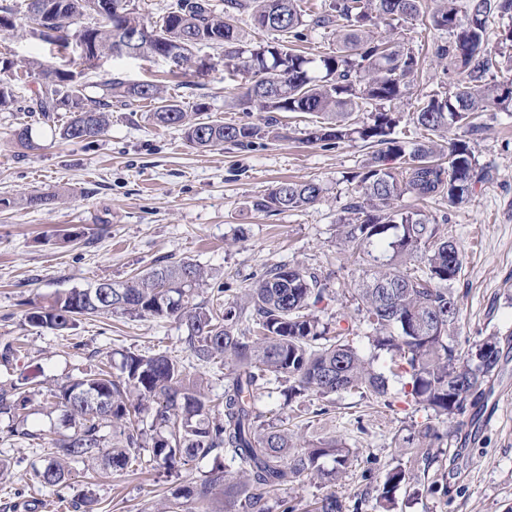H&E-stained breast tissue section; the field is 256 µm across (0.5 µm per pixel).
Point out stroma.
<instances>
[{
	"label": "stroma",
	"mask_w": 512,
	"mask_h": 512,
	"mask_svg": "<svg viewBox=\"0 0 512 512\" xmlns=\"http://www.w3.org/2000/svg\"><path fill=\"white\" fill-rule=\"evenodd\" d=\"M394 35L424 49L420 74L396 107V134L411 145L425 137L412 114L422 95L439 90L445 63L430 51L439 32L421 22L399 23ZM80 54L78 46L58 49L21 27L0 34V55L21 65L39 60L68 68ZM197 55L209 65L205 74L163 57L105 54L83 79L156 81L185 111L202 103L209 116L227 123H263L264 113L233 105L245 78L225 70L223 50L204 46ZM148 109L142 102L113 109L107 135L93 143L66 142L34 125V150L22 149L14 137L29 114L0 111V346L9 343L16 351L10 362L0 361V385L29 375L45 389L24 411L35 439L8 436L9 418L0 416V512H27L30 503L34 512H74L70 501L80 491L96 499V512H154L209 470L204 460L166 468L146 446L133 449L131 467L114 474L72 465L68 485L55 490L34 476L51 440L69 432L49 390L100 363L119 366L123 353L172 356L190 381H202L207 404L217 406L230 368L197 361L175 319L85 316L64 335L24 320L30 301L103 280L124 281L164 257L189 258L210 272L208 288L199 293L203 301L216 294L234 300L276 264L318 273L326 293L317 315L331 325L352 326L360 355L387 374L388 397L307 394L292 400L287 383L275 381L264 389L259 408L265 422L288 427L299 442L335 439L356 449L359 457L336 492L347 512H379L377 486L394 467H416L420 451L408 438L429 413L403 402V378L390 374V354L375 350L373 330L352 299L367 264L344 252L337 237L336 221L355 193L351 175L368 161V146L360 140L333 149L302 143L308 115L282 112L287 138L205 151L190 146L179 129L148 124ZM469 141L494 175L476 187L470 203L452 210L438 197L407 196L401 205L446 222L464 255L454 285L461 307L458 341L465 348L498 333L502 358L487 400L453 418L440 457L417 482L397 491L393 512L512 507V112L486 113ZM285 180H313L324 193L312 205L274 215L247 208L251 197ZM35 194L54 200L34 205L29 198Z\"/></svg>",
	"instance_id": "35a3bbf8"
}]
</instances>
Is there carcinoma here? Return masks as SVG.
<instances>
[{"instance_id": "cac0c4a2", "label": "carcinoma", "mask_w": 512, "mask_h": 512, "mask_svg": "<svg viewBox=\"0 0 512 512\" xmlns=\"http://www.w3.org/2000/svg\"><path fill=\"white\" fill-rule=\"evenodd\" d=\"M127 0H23L0 7V32L15 27L23 13L25 25L39 39L68 47L78 38L84 52L112 48L117 32L138 35L132 55L169 57L176 52L181 66L197 63L203 45L224 49L229 74L245 75L237 100L267 112L264 126L225 123L203 116L201 104L190 116L163 96L153 82L127 83L111 78L102 93H91L81 72L31 61L0 65V110L18 102L22 77L36 80L25 111L36 113L52 137L70 142L100 138L110 127L112 100L146 101V118L159 127L183 131L185 140L202 149L226 143L248 145L269 135L279 138L276 112L313 115L304 130L309 144L338 147L360 139L374 148L370 161L351 176L357 196L337 219L342 244L367 256L369 269L354 300L374 331L375 348L407 377V401L431 411L437 420L451 419L477 406L500 362L497 335L463 351L456 342L459 299L452 285L463 269V256L449 230L420 211H405L406 195L440 197L448 207L471 201L477 185L493 180L480 164L470 142L457 133L475 131L474 116L512 108V79L497 80L503 59L512 63V0H437L431 10L423 0H331L323 13L309 14L300 0H171L166 12L149 21ZM86 17L95 23L78 26ZM269 38L255 40L241 26ZM423 19L445 35L432 54L448 61L445 71L461 79L452 91H434L420 99L413 121L429 135L407 149L394 136L395 112L420 71V54L408 43L374 35L393 22ZM508 20L497 47H490L491 20ZM336 25V49L317 57L302 54L293 41L304 38L307 26ZM68 113L57 123L56 114ZM315 181H284L255 196L248 206L257 212L298 210L321 199ZM209 273L191 259L164 258L145 273L124 282L105 280L101 296L95 288H71L32 303L25 321L35 329L65 333L83 316L120 312L135 317H167L178 321L187 348L201 362L217 358L231 363L222 394V409L206 404L198 385L189 386L179 362L157 353L122 354L120 374L102 368L50 392L71 433L57 439L35 470L44 487L67 485L73 463H102L122 471L132 448L141 447L143 432L130 413L154 411L153 459L171 469L184 460L212 458L213 466L199 482L182 486L161 512H181L182 501L205 504L224 497V512H269L267 496L312 477L336 484L352 466L355 453L337 440L302 445L286 428L260 421L259 390L271 379L289 383V397L312 393L328 397L348 391L383 398L384 375L365 360L350 340V328L330 327L314 314L326 287L319 275L304 267L276 265L236 301L221 297L197 303V290ZM28 401L13 384L0 386V415L16 416ZM114 431L108 444L103 428ZM421 459L435 461L431 449L446 434L427 424L414 432ZM235 470H224V460ZM330 466H325V463ZM418 476L397 466L387 473L379 504L391 512L395 494ZM346 503L330 491L305 512H345Z\"/></svg>"}]
</instances>
